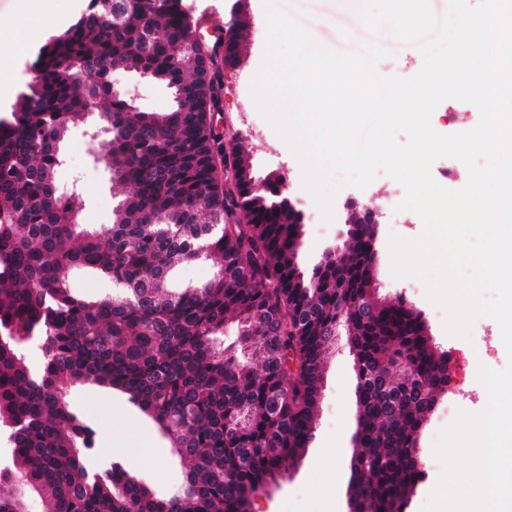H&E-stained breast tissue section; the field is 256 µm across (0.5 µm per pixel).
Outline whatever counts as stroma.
<instances>
[{
  "label": "stroma",
  "instance_id": "obj_1",
  "mask_svg": "<svg viewBox=\"0 0 512 512\" xmlns=\"http://www.w3.org/2000/svg\"><path fill=\"white\" fill-rule=\"evenodd\" d=\"M280 3L308 29L318 46L331 52L362 55L371 45L390 50V57L374 63L373 69L378 74L410 78L423 65V56L416 46L388 33L376 34L370 30L365 19L366 0H280ZM243 9L253 18L254 26L243 33L242 68L221 72L223 90L221 110L216 117L217 130L229 144L237 135H244L260 175L282 176L284 192L304 215L298 264L307 272L319 262L327 247L340 246L346 241L345 219L350 204L374 206L383 194L401 192L402 187L382 173L365 189L344 187L334 200L332 221L323 220L313 197L302 186L298 159L263 116L253 110L250 86L262 62L266 36L264 0H245ZM24 27L19 0H0V75L16 77L21 92L32 79L30 66L40 50L36 43L22 45ZM112 82L118 87L137 89L136 104L142 110L162 113L172 105L169 89L135 73L115 72ZM449 110L457 112L456 121H447L445 113ZM479 118L475 105L447 99L434 110L431 124L437 132L451 134L472 129ZM89 130L86 122L70 129L63 144L65 162L58 177L64 182H78L84 199L83 223L108 224L119 199L112 194L104 162L92 151ZM422 230L419 223L381 224L375 280L379 296L403 299L422 312L435 346L448 351L454 364V388L440 397L419 434L425 475L406 512H422L441 475L442 466L433 454L441 430L454 421L458 411L477 413L484 409L488 393L478 379L479 368L501 371L512 362L492 318L476 319L471 339L448 335L443 325L445 314L428 301L423 282L414 277L393 276L390 235L412 239ZM69 402L74 414L96 431V467L104 469L111 463H119L159 495L181 486L186 466L173 454L169 436L126 393L87 383L71 388ZM355 428L353 358L342 347L330 352L325 360L313 440L303 453L286 464L275 482L252 497L249 512H349Z\"/></svg>",
  "mask_w": 512,
  "mask_h": 512
}]
</instances>
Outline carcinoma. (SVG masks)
<instances>
[{
    "label": "carcinoma",
    "instance_id": "1",
    "mask_svg": "<svg viewBox=\"0 0 512 512\" xmlns=\"http://www.w3.org/2000/svg\"><path fill=\"white\" fill-rule=\"evenodd\" d=\"M187 35L183 0H89L42 46L37 90L0 116V429L13 464L0 468V512L27 509L18 473L40 512H242L306 447L336 309L370 294L357 243L344 262L351 287L338 293L336 267L293 265L298 227L278 191L213 174L205 84L163 113L113 92L121 70L176 92L194 69L179 52ZM90 107L111 134L105 165L121 214L110 224L80 223L81 195L57 181L62 144ZM214 212L217 226L206 221ZM201 256L215 258V275L175 287L172 270ZM77 268L119 294L76 293ZM377 306L349 329L372 376L353 462L368 477L367 512H405L424 474L415 430L447 352L420 316ZM85 382L124 391L171 437L191 462L176 492L157 497L116 462L93 468L95 432L67 397Z\"/></svg>",
    "mask_w": 512,
    "mask_h": 512
}]
</instances>
